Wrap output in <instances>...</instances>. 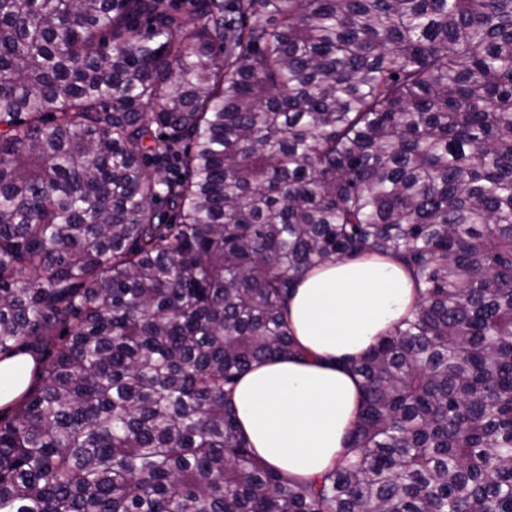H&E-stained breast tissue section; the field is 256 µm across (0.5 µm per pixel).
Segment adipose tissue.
Masks as SVG:
<instances>
[{
    "mask_svg": "<svg viewBox=\"0 0 512 512\" xmlns=\"http://www.w3.org/2000/svg\"><path fill=\"white\" fill-rule=\"evenodd\" d=\"M409 271L390 259L328 262L305 274L288 300L301 356L255 365L231 393L242 433L257 458L291 481L311 480L344 462L362 410L360 379L348 361L412 309ZM33 357L0 360V406L30 384Z\"/></svg>",
    "mask_w": 512,
    "mask_h": 512,
    "instance_id": "ef3b65f1",
    "label": "adipose tissue"
}]
</instances>
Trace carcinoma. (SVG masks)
I'll return each mask as SVG.
<instances>
[{
	"instance_id": "carcinoma-1",
	"label": "carcinoma",
	"mask_w": 512,
	"mask_h": 512,
	"mask_svg": "<svg viewBox=\"0 0 512 512\" xmlns=\"http://www.w3.org/2000/svg\"><path fill=\"white\" fill-rule=\"evenodd\" d=\"M0 0V512H512V0ZM392 258L352 457L229 400L288 294ZM33 359L29 353H22L0 361V406L2 408L9 405L16 396L28 388Z\"/></svg>"
}]
</instances>
